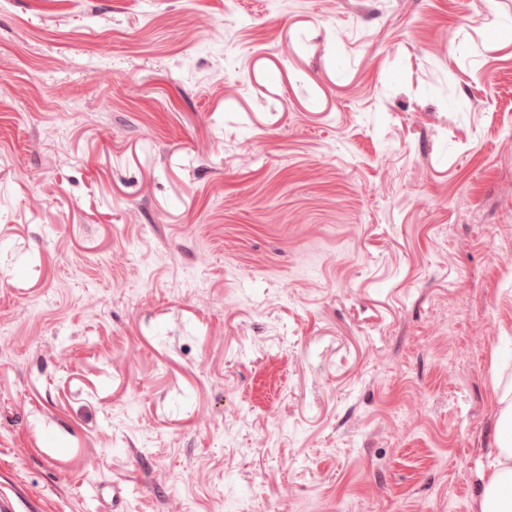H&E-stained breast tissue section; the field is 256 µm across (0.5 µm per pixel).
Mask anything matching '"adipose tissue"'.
I'll return each instance as SVG.
<instances>
[{
  "label": "adipose tissue",
  "mask_w": 512,
  "mask_h": 512,
  "mask_svg": "<svg viewBox=\"0 0 512 512\" xmlns=\"http://www.w3.org/2000/svg\"><path fill=\"white\" fill-rule=\"evenodd\" d=\"M501 407L496 423L494 446L487 455L488 477L478 501L479 512H512V495H504V488H512V389H496Z\"/></svg>",
  "instance_id": "adipose-tissue-1"
}]
</instances>
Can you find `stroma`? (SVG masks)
Wrapping results in <instances>:
<instances>
[{"instance_id":"35a3bbf8","label":"stroma","mask_w":512,"mask_h":512,"mask_svg":"<svg viewBox=\"0 0 512 512\" xmlns=\"http://www.w3.org/2000/svg\"><path fill=\"white\" fill-rule=\"evenodd\" d=\"M510 26L0 0V494L477 512L512 384Z\"/></svg>"}]
</instances>
